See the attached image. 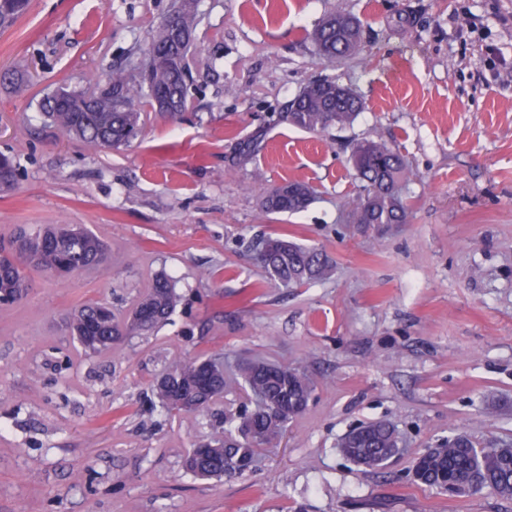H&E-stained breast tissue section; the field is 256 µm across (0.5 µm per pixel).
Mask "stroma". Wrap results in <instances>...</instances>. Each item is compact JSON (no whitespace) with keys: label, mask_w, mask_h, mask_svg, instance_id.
I'll use <instances>...</instances> for the list:
<instances>
[{"label":"stroma","mask_w":512,"mask_h":512,"mask_svg":"<svg viewBox=\"0 0 512 512\" xmlns=\"http://www.w3.org/2000/svg\"><path fill=\"white\" fill-rule=\"evenodd\" d=\"M170 0H31L0 31V152L17 164L0 192V237L83 224L112 250V273L56 279L32 269L21 304L0 306V512H512L489 494L448 495L410 475L425 450L467 432L512 444V0H200L187 109L144 114L117 150L42 128L44 93L88 85L145 47ZM360 19L351 59L314 55L330 12ZM349 87L365 108L312 133L276 114L308 82ZM267 126L243 168L234 143ZM396 146L410 171L403 224H353L363 192L353 142ZM314 190L295 214L265 215L252 181ZM285 234L322 247L330 279L262 287L250 242ZM181 301L152 334L87 354L62 327L92 301L123 310L151 276ZM263 359L316 383L307 410L256 467L232 480L185 473V453L220 434L248 396L230 384L209 412L155 406L151 384L176 353ZM394 422L403 452L378 472L337 445Z\"/></svg>","instance_id":"35a3bbf8"}]
</instances>
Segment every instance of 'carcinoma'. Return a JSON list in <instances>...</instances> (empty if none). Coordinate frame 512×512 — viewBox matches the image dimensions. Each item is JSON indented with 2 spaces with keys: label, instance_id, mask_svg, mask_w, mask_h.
<instances>
[{
  "label": "carcinoma",
  "instance_id": "1",
  "mask_svg": "<svg viewBox=\"0 0 512 512\" xmlns=\"http://www.w3.org/2000/svg\"><path fill=\"white\" fill-rule=\"evenodd\" d=\"M29 6V0H0V31L12 28ZM168 12L176 14L178 28L162 21L151 31L146 50L112 67L105 77L112 91L61 87L44 96L41 110L48 126L61 136L77 137L94 147L119 148L139 136L141 108L153 103V98L167 105L163 116L177 118L186 107L191 79L188 57L192 44L182 42V38L194 35L200 23L198 0H172ZM361 38V22L336 11L325 16L311 34L315 52L327 62L352 58ZM157 54L167 57L166 66L153 63ZM362 109L363 104L349 88L338 92L336 81L319 79L304 86L278 119L318 132L351 125ZM266 136V127L260 126L237 140L230 165L243 167L251 162L264 149ZM350 161L366 191L353 202L354 223H405L409 211L401 185L408 180V171L403 157L384 143L365 139L352 144ZM14 181V164L5 155L0 166V190H10ZM313 196L308 184L288 181L262 189L261 206L267 214L296 213L305 209ZM22 237L24 243L17 244ZM106 251L107 245L98 236L78 224L20 228L7 245L0 246V294L9 295L13 304L24 300L29 268L54 276L70 261L107 272L110 267L99 258ZM249 252L266 274L267 283L275 287L294 288L326 280L335 270L326 252L281 234L263 236L249 246ZM178 300L175 283L156 275L127 314L121 315L105 304H85L70 312L67 329L84 350L110 351L127 336L155 332L170 319ZM234 382L254 405L224 417L223 434L210 441L212 454L198 459L191 452L187 454L185 470L200 479H230L253 469L259 450L277 446L288 423L305 412L315 391V383L306 373L264 361L244 363ZM226 384L223 360L210 355L188 358L174 354L151 392L169 412L196 414L208 411L220 400ZM400 445V434L388 421L370 422L338 443L341 455L364 471L385 468ZM412 481L442 493L490 491L512 500V450L479 448L468 434L460 432L414 460Z\"/></svg>",
  "mask_w": 512,
  "mask_h": 512
}]
</instances>
